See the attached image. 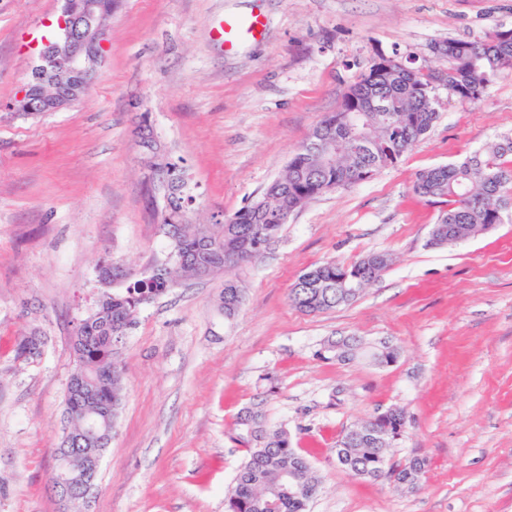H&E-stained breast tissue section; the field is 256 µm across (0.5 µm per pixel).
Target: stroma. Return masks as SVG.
I'll return each mask as SVG.
<instances>
[{"label": "stroma", "instance_id": "35a3bbf8", "mask_svg": "<svg viewBox=\"0 0 512 512\" xmlns=\"http://www.w3.org/2000/svg\"><path fill=\"white\" fill-rule=\"evenodd\" d=\"M59 7L0 0V512H224L246 457L236 416L257 402L320 480L310 512H512V223L433 246L441 207L413 192L420 172L512 136V74L471 105L440 96L411 151L308 201L263 256L142 303L119 348L126 393L96 485L74 508L54 488L72 340L103 293L98 268L138 276L168 253L141 116L187 172L189 223L210 224L257 199L379 55L443 75L433 44L512 27V0H119L87 93L58 112L11 111ZM253 12L264 37L226 50L219 21ZM373 252L393 264L352 304L291 305L304 271ZM228 278L242 290L229 319ZM31 334L40 355L16 359ZM351 335L395 345L396 362L317 358ZM391 407L407 425L389 466L427 461L413 491L336 465L342 436Z\"/></svg>", "mask_w": 512, "mask_h": 512}]
</instances>
